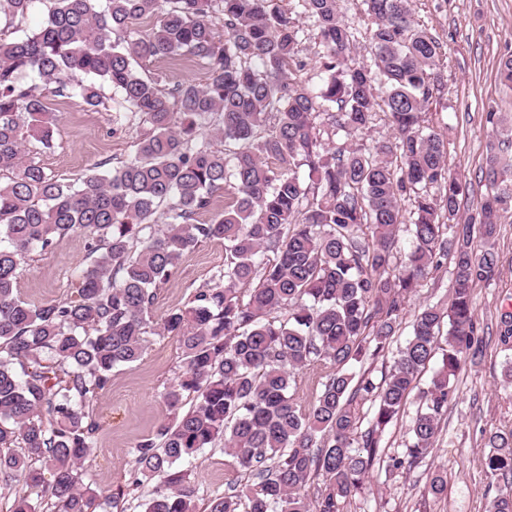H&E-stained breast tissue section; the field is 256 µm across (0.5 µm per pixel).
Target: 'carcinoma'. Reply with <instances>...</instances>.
<instances>
[{"instance_id":"obj_1","label":"carcinoma","mask_w":512,"mask_h":512,"mask_svg":"<svg viewBox=\"0 0 512 512\" xmlns=\"http://www.w3.org/2000/svg\"><path fill=\"white\" fill-rule=\"evenodd\" d=\"M35 2L0 0V20L24 18ZM49 2L40 27L0 37V489L40 487L39 462L58 512H91L82 468L100 423L87 407L113 370L142 359L160 284L198 244L222 240L224 268L161 319L184 371L165 393L173 418L132 452L131 484L153 483L136 507L196 512L189 473L173 465L222 443L228 492L207 512H350L413 392L396 470L431 454L463 355L482 353L473 289L499 272L512 115L485 114L488 191L463 219L467 185L429 116L443 45L412 0H362L368 64L355 59L338 0H302L301 13L281 0ZM303 13L315 27L316 86L298 76ZM175 57L201 64L205 81L166 88L139 71ZM106 85L147 131L131 160L64 184L29 157L32 141L54 146L44 91L97 110ZM379 108L390 136L362 147ZM407 222L413 245L397 265ZM75 230L91 239L76 295L20 299L29 253ZM447 257V302L417 311L376 378L408 298ZM486 448L482 469L503 480L488 512H512V427L490 433ZM247 473L256 481L242 483ZM40 509L16 496L9 512Z\"/></svg>"}]
</instances>
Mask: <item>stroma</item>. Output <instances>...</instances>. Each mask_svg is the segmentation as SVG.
<instances>
[{"mask_svg": "<svg viewBox=\"0 0 512 512\" xmlns=\"http://www.w3.org/2000/svg\"><path fill=\"white\" fill-rule=\"evenodd\" d=\"M413 9L417 20L444 45L440 62L443 88L432 110L448 128L449 167L469 186V195L462 200L467 209L486 191L480 180L485 143L491 133L485 114L492 107L512 113V87L500 83L496 75L499 58L512 52V0H413ZM46 101L58 115L55 146L47 150L33 142L29 149L35 161L58 181L70 184L97 163L107 160L117 166L134 157L143 131L134 114L96 112L79 100L51 93ZM497 250L498 278L474 289L483 353L465 358L456 381L457 401L448 411L432 454L401 470L375 465L368 478L369 493L356 498L351 512H486L497 495L501 482L485 474L480 458L485 450L484 434L512 427V387L501 384L503 365L512 360V344L499 340L500 319L512 313V212L501 220ZM87 262L85 235L69 234L52 248L29 254L19 269L17 293L36 305L70 296ZM223 266V242L200 243L158 291L154 317L181 306L194 288ZM450 271V264H443L412 296L398 342L409 336L415 311L446 299ZM181 369V351L175 340L151 331L142 360L114 371L109 388L91 403L93 415L103 425L84 464L83 481L100 497L114 495L121 506L131 504L132 452L168 417L164 393ZM181 467L188 470L196 488L198 507L226 491L229 469L222 446L202 449ZM437 473L445 478L447 489L436 497L428 486Z\"/></svg>", "mask_w": 512, "mask_h": 512, "instance_id": "1", "label": "stroma"}]
</instances>
